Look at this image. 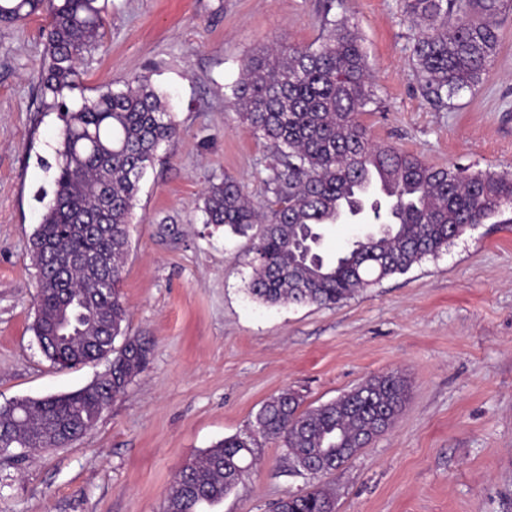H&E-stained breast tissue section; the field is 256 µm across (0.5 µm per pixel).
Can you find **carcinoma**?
<instances>
[{
    "label": "carcinoma",
    "mask_w": 512,
    "mask_h": 512,
    "mask_svg": "<svg viewBox=\"0 0 512 512\" xmlns=\"http://www.w3.org/2000/svg\"><path fill=\"white\" fill-rule=\"evenodd\" d=\"M512 0H405L418 32L413 58L423 93L449 105L472 90L498 54L495 18ZM45 11L49 30L41 92L51 97L63 126L56 148L55 196L31 234L37 270L32 329L44 337V355L61 354L69 367L98 363L106 339L125 332L127 309L119 289L129 248L130 218L139 182L159 145L180 134L148 80L109 89L71 109L77 65L104 35L98 0H0V22ZM374 102L361 39L347 21L330 22L315 47L287 53L263 49L251 56L232 89V107L254 133L270 141L277 164L267 184L275 202L259 211L231 176L204 196V223L250 236L254 254L248 294L265 305L336 306L384 278L438 255L474 225L512 209V172L437 168L393 145L379 144L360 121ZM377 169L392 187L385 205L353 208L388 225L358 235L327 257L325 232L336 224V203L352 197L358 178ZM152 350L147 336L112 348V381L40 399H20L0 413V453L64 446L88 432L103 404L142 372ZM408 396L395 373L370 377L336 400L301 408L283 391L268 399L247 428L217 442L173 476L164 512H201L224 499L258 462L261 442L285 448L296 469L309 460L328 474L392 426ZM336 493L317 486L277 503L275 512H335Z\"/></svg>",
    "instance_id": "cac0c4a2"
}]
</instances>
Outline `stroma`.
<instances>
[{
    "label": "stroma",
    "mask_w": 512,
    "mask_h": 512,
    "mask_svg": "<svg viewBox=\"0 0 512 512\" xmlns=\"http://www.w3.org/2000/svg\"><path fill=\"white\" fill-rule=\"evenodd\" d=\"M404 0H108L101 45L79 66L70 107L146 77L181 128L140 183L120 284L126 333L153 337L145 370L80 440L0 455V512H162L186 463L248 426L285 390L316 407L398 372L409 402L394 424L331 474L290 472L278 443L208 512H274L328 484L336 512H512V224L497 215L333 307H268L245 290L248 238L204 224L211 184L241 180L256 207L276 153L233 111L231 87L268 47H305L326 22L362 39L376 142L429 165L512 170V13L474 90L437 107L413 59ZM49 19L0 24V405L75 391L105 364L62 370L31 325L29 238L54 198L62 126L40 77Z\"/></svg>",
    "instance_id": "1"
}]
</instances>
